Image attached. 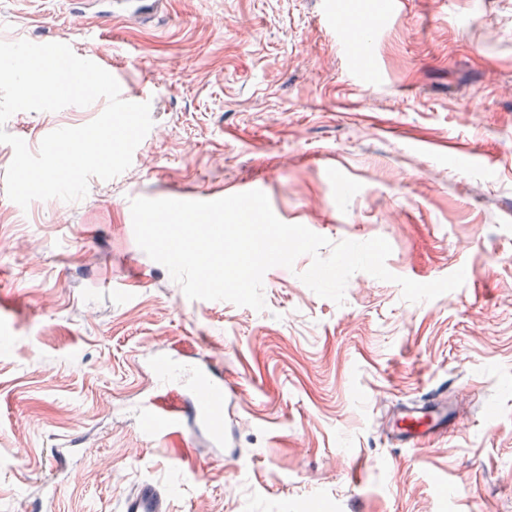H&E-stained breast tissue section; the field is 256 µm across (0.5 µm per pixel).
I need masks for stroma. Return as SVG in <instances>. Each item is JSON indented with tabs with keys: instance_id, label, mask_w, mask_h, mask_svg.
I'll return each instance as SVG.
<instances>
[{
	"instance_id": "35a3bbf8",
	"label": "stroma",
	"mask_w": 512,
	"mask_h": 512,
	"mask_svg": "<svg viewBox=\"0 0 512 512\" xmlns=\"http://www.w3.org/2000/svg\"><path fill=\"white\" fill-rule=\"evenodd\" d=\"M0 0V41L110 48L153 126L121 175L21 208L0 143V512H121L141 481L169 512H512V0ZM375 17L356 58L329 15ZM105 100L20 111L37 151ZM264 192L283 222L385 238L397 276L473 279L412 304L368 273L336 304L263 277L266 307L189 300L136 243L130 202ZM222 355L224 443L147 436L153 360ZM439 393L454 430L394 445L395 411Z\"/></svg>"
}]
</instances>
